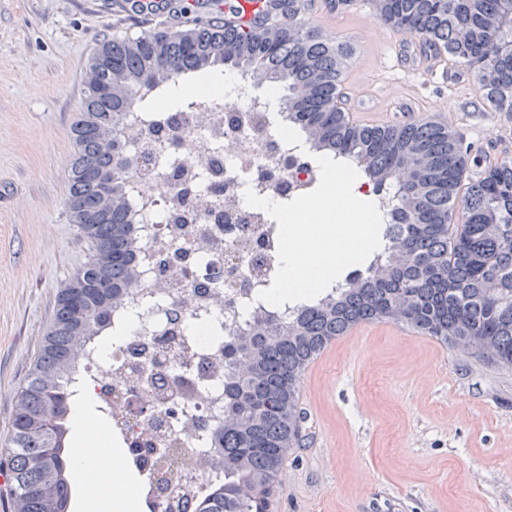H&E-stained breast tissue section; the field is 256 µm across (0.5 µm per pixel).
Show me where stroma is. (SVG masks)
I'll return each instance as SVG.
<instances>
[{
	"mask_svg": "<svg viewBox=\"0 0 512 512\" xmlns=\"http://www.w3.org/2000/svg\"><path fill=\"white\" fill-rule=\"evenodd\" d=\"M304 8L354 44L355 104L388 123L439 115L469 146V169L512 159V112L470 103L474 77L398 63L419 42L370 0ZM186 23L119 0H0V450L58 290L91 256L65 212L89 60L112 34ZM300 403L307 438L288 453L272 512H512V370L402 324L365 322L307 367Z\"/></svg>",
	"mask_w": 512,
	"mask_h": 512,
	"instance_id": "obj_1",
	"label": "stroma"
}]
</instances>
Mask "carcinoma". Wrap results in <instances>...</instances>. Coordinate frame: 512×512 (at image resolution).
Instances as JSON below:
<instances>
[{"label":"carcinoma","instance_id":"obj_1","mask_svg":"<svg viewBox=\"0 0 512 512\" xmlns=\"http://www.w3.org/2000/svg\"><path fill=\"white\" fill-rule=\"evenodd\" d=\"M265 17L247 31L190 18L184 29L114 34L84 77L68 174L70 223L91 259L60 288L53 322L19 390L5 455L12 512H72L68 383L86 346L142 278L138 217L129 204L119 121L142 91L229 70L280 93L282 111L313 150L352 160L396 206L382 249L343 285L283 315L259 311L224 343V425L210 434L208 467L224 480L189 512H262L288 449L303 441L299 387L307 366L362 322L387 320L463 354L512 367V161L464 182L458 137L428 120L354 126L336 105L350 43L303 18ZM381 20L418 37L441 61L482 84L489 112H512V0H375Z\"/></svg>","mask_w":512,"mask_h":512}]
</instances>
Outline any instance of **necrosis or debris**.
Returning a JSON list of instances; mask_svg holds the SVG:
<instances>
[{
  "label": "necrosis or debris",
  "mask_w": 512,
  "mask_h": 512,
  "mask_svg": "<svg viewBox=\"0 0 512 512\" xmlns=\"http://www.w3.org/2000/svg\"><path fill=\"white\" fill-rule=\"evenodd\" d=\"M118 133L139 158L130 194L139 213L138 261L146 274L114 311L111 330L84 351L71 389L92 392L100 409L117 410L126 389L116 378L139 356L141 397L153 401L162 392L166 399L153 401L151 420H111V438L130 443L153 421L161 426V447L175 439L199 453L207 436L186 426L221 424L224 389L205 385L187 401L173 379L200 372L223 353L244 310L262 305V271L278 265V224L247 206L244 193L290 201L317 183L319 167L272 93L258 91L241 75L173 112L133 106ZM175 135L182 141L178 150L170 146ZM163 258L186 273L161 288L155 275Z\"/></svg>",
  "instance_id": "obj_1"
}]
</instances>
